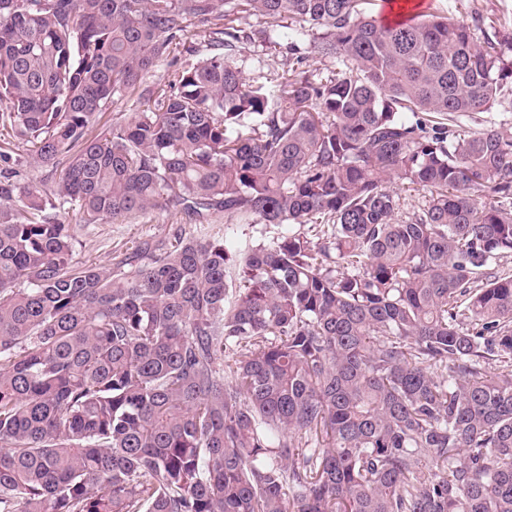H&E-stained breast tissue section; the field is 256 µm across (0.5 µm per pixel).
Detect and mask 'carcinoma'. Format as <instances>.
I'll list each match as a JSON object with an SVG mask.
<instances>
[{"mask_svg":"<svg viewBox=\"0 0 512 512\" xmlns=\"http://www.w3.org/2000/svg\"><path fill=\"white\" fill-rule=\"evenodd\" d=\"M362 3L0 0V124L59 173L0 175V512H512V136L458 125L512 34ZM253 15L336 69L250 82ZM194 29L210 54L143 86ZM400 186L430 193L404 220ZM66 205L290 230L234 278L218 233L116 273ZM132 101L126 104V101H119L118 103L109 104L107 109L102 112L93 126L89 128L88 134L89 136L96 135L97 133L103 131L108 126L112 125V119L121 116L126 112H132L129 110Z\"/></svg>","mask_w":512,"mask_h":512,"instance_id":"obj_1","label":"carcinoma"}]
</instances>
